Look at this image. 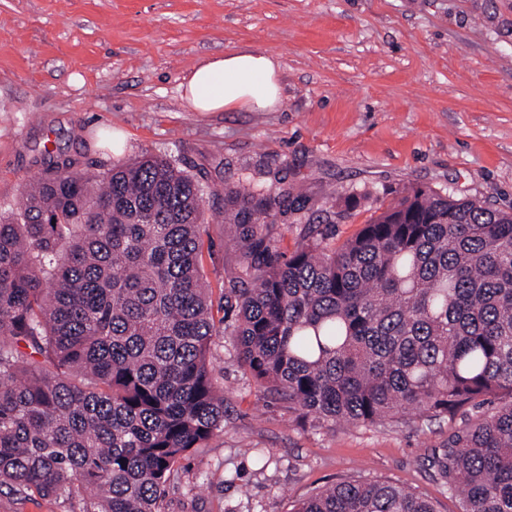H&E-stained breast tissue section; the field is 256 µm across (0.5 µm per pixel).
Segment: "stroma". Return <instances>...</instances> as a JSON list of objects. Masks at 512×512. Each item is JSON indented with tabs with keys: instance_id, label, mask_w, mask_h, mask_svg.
<instances>
[{
	"instance_id": "stroma-1",
	"label": "stroma",
	"mask_w": 512,
	"mask_h": 512,
	"mask_svg": "<svg viewBox=\"0 0 512 512\" xmlns=\"http://www.w3.org/2000/svg\"><path fill=\"white\" fill-rule=\"evenodd\" d=\"M253 49L281 64L271 112L186 109L183 76L205 57ZM125 134L120 152L115 133ZM150 153L199 175L215 320L224 317L225 185L273 174L318 198L369 193L344 218L280 223L294 248L314 226L343 244L405 188L512 207V0H0V210L68 158L97 173ZM224 431L188 451L164 512H291L345 477L396 482L460 512L426 467L451 428L480 416L409 414L330 427L296 420L216 336ZM271 456L253 464L256 449Z\"/></svg>"
}]
</instances>
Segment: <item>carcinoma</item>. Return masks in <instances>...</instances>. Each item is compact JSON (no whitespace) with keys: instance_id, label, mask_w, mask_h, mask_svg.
Masks as SVG:
<instances>
[{"instance_id":"cac0c4a2","label":"carcinoma","mask_w":512,"mask_h":512,"mask_svg":"<svg viewBox=\"0 0 512 512\" xmlns=\"http://www.w3.org/2000/svg\"><path fill=\"white\" fill-rule=\"evenodd\" d=\"M0 215V486L79 512H162L176 461L224 431L203 264L204 188L167 158L69 159ZM368 195L328 199L341 217ZM298 187H224V335L299 419L374 424L492 407L428 459L462 512H512V208L411 186L336 248L279 246ZM293 512H436L341 480Z\"/></svg>"}]
</instances>
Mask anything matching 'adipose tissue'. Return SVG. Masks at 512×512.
Returning a JSON list of instances; mask_svg holds the SVG:
<instances>
[{"label": "adipose tissue", "mask_w": 512, "mask_h": 512, "mask_svg": "<svg viewBox=\"0 0 512 512\" xmlns=\"http://www.w3.org/2000/svg\"><path fill=\"white\" fill-rule=\"evenodd\" d=\"M279 70L271 55L240 50L197 64L178 92L194 112H267L281 101Z\"/></svg>", "instance_id": "obj_1"}]
</instances>
